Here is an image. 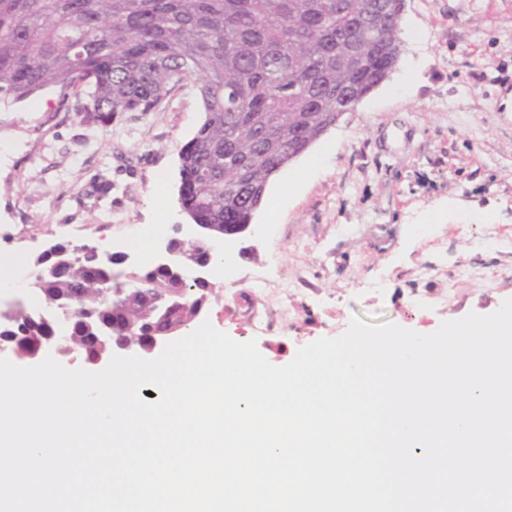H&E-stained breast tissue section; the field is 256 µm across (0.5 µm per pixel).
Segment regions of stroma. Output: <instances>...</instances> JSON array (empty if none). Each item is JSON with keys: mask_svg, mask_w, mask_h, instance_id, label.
I'll use <instances>...</instances> for the list:
<instances>
[{"mask_svg": "<svg viewBox=\"0 0 512 512\" xmlns=\"http://www.w3.org/2000/svg\"><path fill=\"white\" fill-rule=\"evenodd\" d=\"M400 28L389 77L272 177L258 234L210 277L205 319L273 365L356 316L415 330L512 298V0H405ZM203 118L178 87L107 123L52 87L1 109L0 258L167 241Z\"/></svg>", "mask_w": 512, "mask_h": 512, "instance_id": "1", "label": "stroma"}]
</instances>
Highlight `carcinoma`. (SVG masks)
Here are the masks:
<instances>
[{"mask_svg": "<svg viewBox=\"0 0 512 512\" xmlns=\"http://www.w3.org/2000/svg\"><path fill=\"white\" fill-rule=\"evenodd\" d=\"M385 21L357 31L364 65L336 55L344 16L369 0H0V105L47 87L75 112L102 120L153 112L174 87L200 99L204 119L179 150V198L195 224H250L269 180L288 162L276 143L304 146L329 119L377 88L401 48L400 0H382ZM87 260L49 273L44 293L73 322L75 351L93 361L107 350L84 341L110 322L114 284L140 285L145 300L127 336L145 348L176 338L204 312L210 286L182 279L176 265L128 274L120 263L84 276ZM164 297L172 307L152 308ZM52 325L18 304L0 331L28 358Z\"/></svg>", "mask_w": 512, "mask_h": 512, "instance_id": "carcinoma-1", "label": "carcinoma"}]
</instances>
